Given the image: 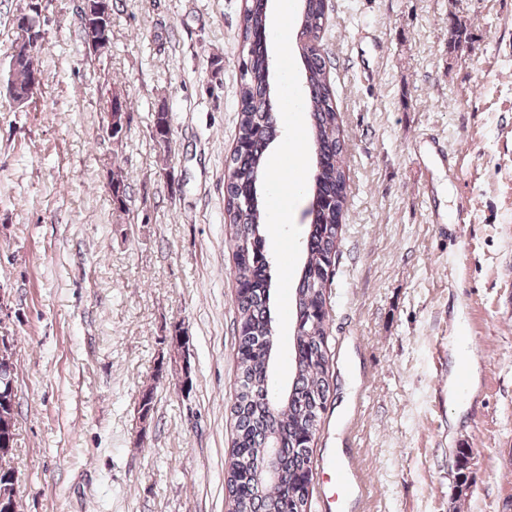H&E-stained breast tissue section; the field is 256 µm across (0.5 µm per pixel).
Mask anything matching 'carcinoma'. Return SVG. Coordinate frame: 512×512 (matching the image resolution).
Segmentation results:
<instances>
[{
	"instance_id": "cac0c4a2",
	"label": "carcinoma",
	"mask_w": 512,
	"mask_h": 512,
	"mask_svg": "<svg viewBox=\"0 0 512 512\" xmlns=\"http://www.w3.org/2000/svg\"><path fill=\"white\" fill-rule=\"evenodd\" d=\"M325 0H302L297 37L304 59L305 98L309 115V140L316 173L309 187L312 202L310 224L301 250L299 278L293 298V337L289 362L291 378L275 379L278 351L270 342L277 335L271 307L273 259L266 249L268 216L260 203L258 183L265 167L266 150L276 135L279 109L274 101L272 64L266 45L267 0H245L241 15L242 68L237 109V147L225 159L224 226L233 250L238 288L236 350L238 384L231 414L236 435L225 476L228 512L242 507L241 490L253 497V512H310L311 442L327 394L329 311L326 291L332 276L330 259L337 255L347 176L343 167L346 142L326 71V62L312 43L320 42L324 29ZM469 38L466 23L453 19L449 48L456 50ZM41 46L18 49L12 41L10 58L16 60L12 83L16 93L25 92L34 59ZM169 113H156L159 149L171 151ZM116 195L112 204L126 210L129 186L122 170L112 171ZM279 448L274 481L261 469L266 445ZM472 449L455 450L453 478L458 497L473 484Z\"/></svg>"
}]
</instances>
